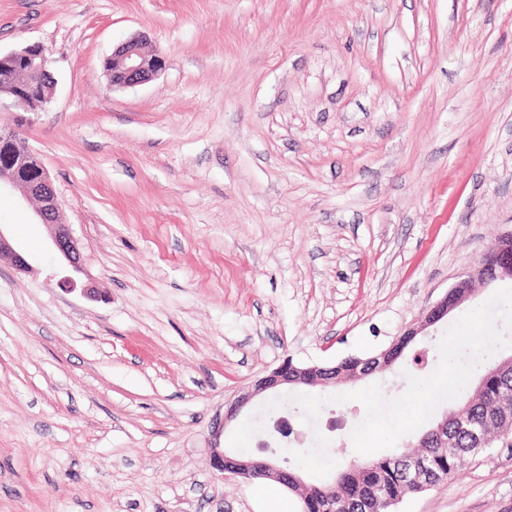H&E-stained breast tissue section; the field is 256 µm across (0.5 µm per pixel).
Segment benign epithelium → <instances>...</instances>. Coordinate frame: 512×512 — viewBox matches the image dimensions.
<instances>
[{
    "instance_id": "obj_1",
    "label": "benign epithelium",
    "mask_w": 512,
    "mask_h": 512,
    "mask_svg": "<svg viewBox=\"0 0 512 512\" xmlns=\"http://www.w3.org/2000/svg\"><path fill=\"white\" fill-rule=\"evenodd\" d=\"M165 66V59L156 49L146 45V38L138 35L119 45L112 52L110 62L104 63L111 87H134L151 80ZM55 78L52 72L51 53L41 43L29 44L19 50L0 54V95L10 99L13 106L20 105L26 112H41L53 98ZM17 192L25 201L37 203L35 217L48 229L51 244L57 254L73 269L80 268V251L70 225L64 222L62 203L40 157L22 147L16 130L0 126V189ZM495 250L503 259L486 264L478 258L460 276L455 285L436 303L430 306L413 328L396 337L381 354L376 367L368 372H358L352 379L392 367L404 354L417 336L448 317L471 296L474 283L494 284L500 280H512V229L501 233ZM10 255L15 266L25 271L29 263L15 251L10 240L0 229V256ZM336 384V367L312 364L307 368L283 362L267 375L257 379L224 409V417L214 423L211 448L213 467L223 475L239 478L261 476L286 487L289 479L302 486L305 481L288 473L272 454L258 460L242 458L237 453L220 447V438L239 413L256 397L284 387H312ZM406 472L412 486L426 489L432 486L430 471L422 461H407Z\"/></svg>"
}]
</instances>
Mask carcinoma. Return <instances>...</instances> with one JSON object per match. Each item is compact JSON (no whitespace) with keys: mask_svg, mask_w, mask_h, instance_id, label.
Segmentation results:
<instances>
[{"mask_svg":"<svg viewBox=\"0 0 512 512\" xmlns=\"http://www.w3.org/2000/svg\"><path fill=\"white\" fill-rule=\"evenodd\" d=\"M480 372L472 396L448 413V447L411 448L402 457L423 456L436 475L435 482L447 480L460 471L468 459L490 447L498 435L512 428V360L495 366L476 367ZM479 428L487 436L479 441L470 429ZM333 489H289L300 503L301 512H394L409 494L397 456H381L369 461L363 471L350 467L336 469Z\"/></svg>","mask_w":512,"mask_h":512,"instance_id":"cac0c4a2","label":"carcinoma"}]
</instances>
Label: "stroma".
Masks as SVG:
<instances>
[{"label": "stroma", "instance_id": "stroma-1", "mask_svg": "<svg viewBox=\"0 0 512 512\" xmlns=\"http://www.w3.org/2000/svg\"><path fill=\"white\" fill-rule=\"evenodd\" d=\"M142 34L165 57L110 89ZM41 43L55 94L18 129L82 253L0 194V512H300L221 476L211 427L285 359L371 357L512 228V0H0V52ZM97 288L95 297L84 286ZM476 287L391 369L314 388L305 446L359 459V401L439 364ZM221 438L258 448L271 403ZM397 512H512V450L480 453ZM146 38L138 35L119 45L104 63L109 85L134 87L151 80L165 66V59L156 49H149ZM109 61H112V68Z\"/></svg>", "mask_w": 512, "mask_h": 512}]
</instances>
